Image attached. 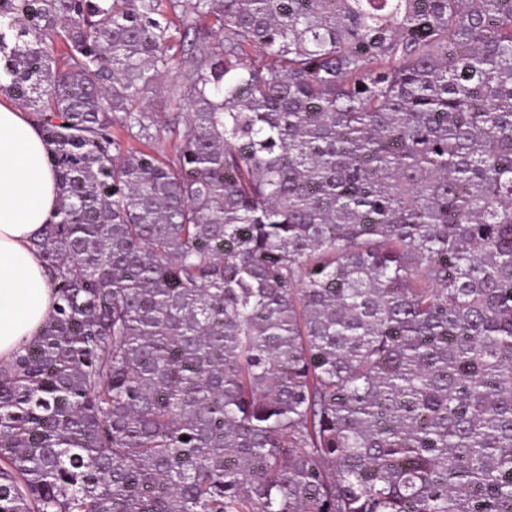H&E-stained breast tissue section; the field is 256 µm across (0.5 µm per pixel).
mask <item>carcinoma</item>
Wrapping results in <instances>:
<instances>
[{
  "instance_id": "carcinoma-1",
  "label": "carcinoma",
  "mask_w": 512,
  "mask_h": 512,
  "mask_svg": "<svg viewBox=\"0 0 512 512\" xmlns=\"http://www.w3.org/2000/svg\"><path fill=\"white\" fill-rule=\"evenodd\" d=\"M0 95V512H512V0H0ZM182 70L176 67L163 74L155 87V92L149 94L150 96L146 100L148 107L153 112H157L161 120H164V112H172L168 106L167 87L180 77ZM4 99L15 106L0 103V363L6 364L56 309L32 242L57 211L59 190L49 146L29 110Z\"/></svg>"
}]
</instances>
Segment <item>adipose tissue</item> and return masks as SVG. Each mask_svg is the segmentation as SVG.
<instances>
[{
  "label": "adipose tissue",
  "mask_w": 512,
  "mask_h": 512,
  "mask_svg": "<svg viewBox=\"0 0 512 512\" xmlns=\"http://www.w3.org/2000/svg\"><path fill=\"white\" fill-rule=\"evenodd\" d=\"M49 147L24 112L0 103V363L54 314L56 296L32 242L57 211Z\"/></svg>",
  "instance_id": "ef3b65f1"
}]
</instances>
